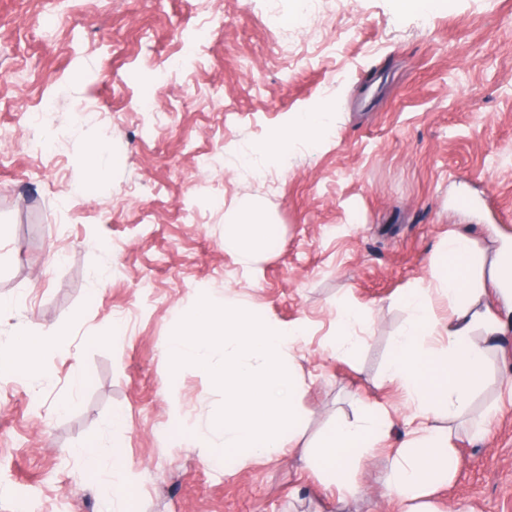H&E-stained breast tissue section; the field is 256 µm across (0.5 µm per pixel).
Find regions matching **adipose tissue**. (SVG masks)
<instances>
[{
    "instance_id": "ef3b65f1",
    "label": "adipose tissue",
    "mask_w": 512,
    "mask_h": 512,
    "mask_svg": "<svg viewBox=\"0 0 512 512\" xmlns=\"http://www.w3.org/2000/svg\"><path fill=\"white\" fill-rule=\"evenodd\" d=\"M328 132L322 112L295 113L288 124L265 141L256 143L254 152L275 161L302 137L317 140ZM480 258L469 237L449 234L440 255L432 262V288H412L402 297L411 319L395 342V353L384 379L399 383L409 406L426 426L410 432L406 449L394 460L386 487L391 496L410 502L409 512H423L415 499L428 486L443 484L451 477V437L448 431L432 426L436 417L455 421L468 409L471 392L485 371L486 351L474 341L475 327L494 333L500 322L490 308L478 307V293L472 274ZM448 301V320L439 323L430 308L431 293ZM442 338L445 346L432 350L417 347L419 338ZM53 341L46 334H24L15 344L0 347V373L45 379L49 367L42 363V351ZM392 423L386 413L374 406H363L356 420H337L333 429L314 448L299 449L303 459L320 463L321 481L338 489L349 487L353 472L366 459L371 444L386 440Z\"/></svg>"
}]
</instances>
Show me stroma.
Segmentation results:
<instances>
[{"label": "stroma", "instance_id": "35a3bbf8", "mask_svg": "<svg viewBox=\"0 0 512 512\" xmlns=\"http://www.w3.org/2000/svg\"><path fill=\"white\" fill-rule=\"evenodd\" d=\"M296 112L326 113V139L250 154ZM247 203L274 242L245 262L224 236ZM1 224L0 343L59 342L49 379L0 376V512H113L118 488L128 512H400L409 409L383 371L401 297L449 233L512 251V0H0ZM203 296L304 327L293 443L388 412L349 489L288 453L209 460L224 395L164 357ZM345 308L369 324L338 357ZM473 337L486 376L430 512H512V327Z\"/></svg>", "mask_w": 512, "mask_h": 512}]
</instances>
